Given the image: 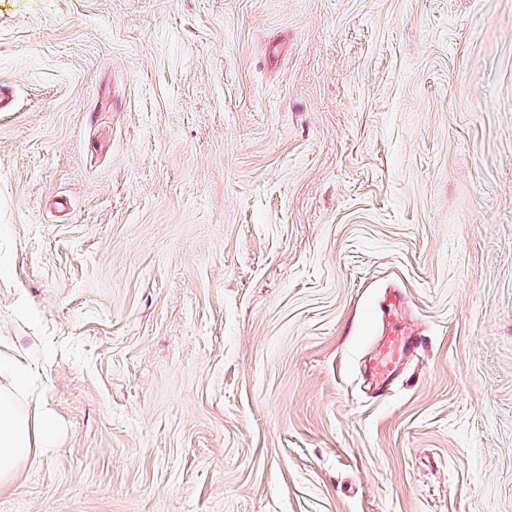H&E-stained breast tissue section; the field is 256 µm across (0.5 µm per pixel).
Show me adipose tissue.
Returning <instances> with one entry per match:
<instances>
[{
	"label": "adipose tissue",
	"instance_id": "obj_1",
	"mask_svg": "<svg viewBox=\"0 0 512 512\" xmlns=\"http://www.w3.org/2000/svg\"><path fill=\"white\" fill-rule=\"evenodd\" d=\"M2 370L8 373L10 383L0 387V487L9 484L24 461L53 448L58 434L49 409H24L18 403L27 375L23 362L0 360Z\"/></svg>",
	"mask_w": 512,
	"mask_h": 512
}]
</instances>
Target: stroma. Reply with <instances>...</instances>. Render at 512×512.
<instances>
[{"instance_id": "1", "label": "stroma", "mask_w": 512, "mask_h": 512, "mask_svg": "<svg viewBox=\"0 0 512 512\" xmlns=\"http://www.w3.org/2000/svg\"><path fill=\"white\" fill-rule=\"evenodd\" d=\"M0 85V512H512V0H0ZM385 315L386 333L378 345L372 366L373 375L381 384L391 376L398 361L418 344L416 335L404 319L400 296H391ZM2 370L9 374L10 383L0 387V489L9 484L24 461L54 448L58 434L49 409H23L18 404L27 375L24 363L0 357Z\"/></svg>"}]
</instances>
